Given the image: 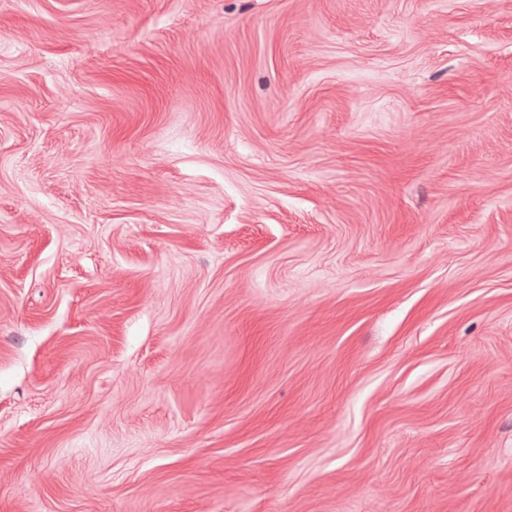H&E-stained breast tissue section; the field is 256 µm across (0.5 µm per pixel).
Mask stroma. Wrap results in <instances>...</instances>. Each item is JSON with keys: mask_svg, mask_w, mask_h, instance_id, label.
I'll use <instances>...</instances> for the list:
<instances>
[{"mask_svg": "<svg viewBox=\"0 0 512 512\" xmlns=\"http://www.w3.org/2000/svg\"><path fill=\"white\" fill-rule=\"evenodd\" d=\"M0 512H512V0H0Z\"/></svg>", "mask_w": 512, "mask_h": 512, "instance_id": "stroma-1", "label": "stroma"}]
</instances>
